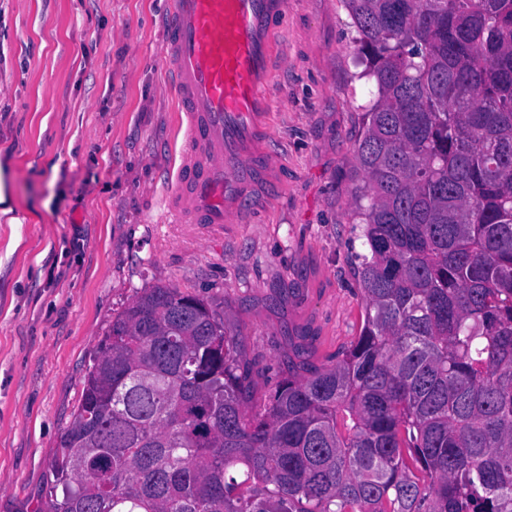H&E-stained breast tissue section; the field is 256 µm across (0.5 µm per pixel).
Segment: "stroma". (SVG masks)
Here are the masks:
<instances>
[{
	"label": "stroma",
	"mask_w": 512,
	"mask_h": 512,
	"mask_svg": "<svg viewBox=\"0 0 512 512\" xmlns=\"http://www.w3.org/2000/svg\"><path fill=\"white\" fill-rule=\"evenodd\" d=\"M169 0H0V512H38L113 317L144 288L211 303L257 395L289 358L358 336L350 191L362 78L340 0H288L268 152L245 224L172 214L183 147L166 86Z\"/></svg>",
	"instance_id": "obj_1"
}]
</instances>
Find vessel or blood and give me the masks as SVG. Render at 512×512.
Returning <instances> with one entry per match:
<instances>
[{
    "mask_svg": "<svg viewBox=\"0 0 512 512\" xmlns=\"http://www.w3.org/2000/svg\"><path fill=\"white\" fill-rule=\"evenodd\" d=\"M286 9L287 0H170L168 83L186 126L169 199L193 223L247 219Z\"/></svg>",
    "mask_w": 512,
    "mask_h": 512,
    "instance_id": "vessel-or-blood-1",
    "label": "vessel or blood"
}]
</instances>
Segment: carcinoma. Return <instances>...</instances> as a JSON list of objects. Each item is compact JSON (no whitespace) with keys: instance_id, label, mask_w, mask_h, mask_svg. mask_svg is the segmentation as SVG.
I'll list each match as a JSON object with an SVG mask.
<instances>
[{"instance_id":"obj_1","label":"carcinoma","mask_w":512,"mask_h":512,"mask_svg":"<svg viewBox=\"0 0 512 512\" xmlns=\"http://www.w3.org/2000/svg\"><path fill=\"white\" fill-rule=\"evenodd\" d=\"M341 2L376 89L359 335L257 405L219 312L143 289L40 512H512V0Z\"/></svg>"}]
</instances>
